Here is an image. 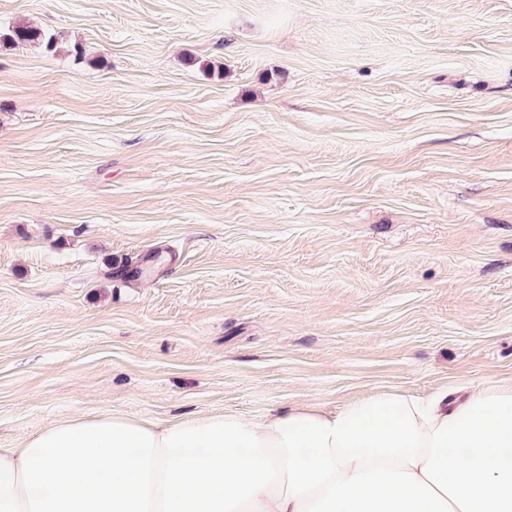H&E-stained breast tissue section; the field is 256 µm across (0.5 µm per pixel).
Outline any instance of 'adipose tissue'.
Returning a JSON list of instances; mask_svg holds the SVG:
<instances>
[{
    "label": "adipose tissue",
    "mask_w": 512,
    "mask_h": 512,
    "mask_svg": "<svg viewBox=\"0 0 512 512\" xmlns=\"http://www.w3.org/2000/svg\"><path fill=\"white\" fill-rule=\"evenodd\" d=\"M0 512H512V383L259 422H55L0 448Z\"/></svg>",
    "instance_id": "obj_1"
}]
</instances>
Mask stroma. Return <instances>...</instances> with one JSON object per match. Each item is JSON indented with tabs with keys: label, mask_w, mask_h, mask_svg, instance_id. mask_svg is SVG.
<instances>
[{
	"label": "stroma",
	"mask_w": 512,
	"mask_h": 512,
	"mask_svg": "<svg viewBox=\"0 0 512 512\" xmlns=\"http://www.w3.org/2000/svg\"><path fill=\"white\" fill-rule=\"evenodd\" d=\"M509 377L512 0H0L1 448Z\"/></svg>",
	"instance_id": "35a3bbf8"
}]
</instances>
